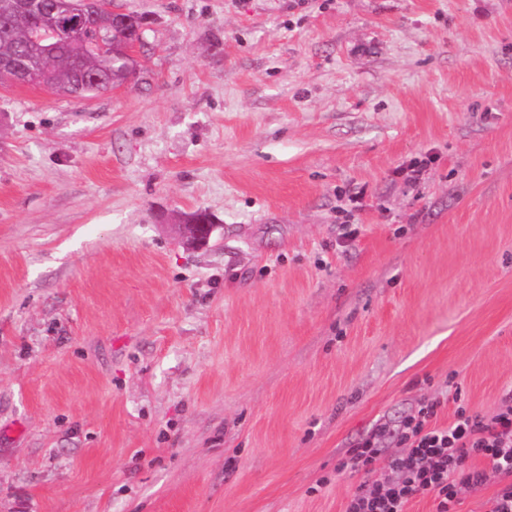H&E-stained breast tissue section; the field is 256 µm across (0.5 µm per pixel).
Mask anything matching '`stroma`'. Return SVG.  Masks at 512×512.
Returning a JSON list of instances; mask_svg holds the SVG:
<instances>
[{"label":"stroma","mask_w":512,"mask_h":512,"mask_svg":"<svg viewBox=\"0 0 512 512\" xmlns=\"http://www.w3.org/2000/svg\"><path fill=\"white\" fill-rule=\"evenodd\" d=\"M115 4L124 87L0 84V512H344L378 421L496 412L512 0ZM183 236L187 244L195 247L208 245L213 233L217 230L218 224H203L196 214L191 215L186 224H181Z\"/></svg>","instance_id":"stroma-1"}]
</instances>
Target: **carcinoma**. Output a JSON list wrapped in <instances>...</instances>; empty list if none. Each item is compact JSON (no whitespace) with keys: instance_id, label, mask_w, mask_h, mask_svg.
Returning a JSON list of instances; mask_svg holds the SVG:
<instances>
[{"instance_id":"cac0c4a2","label":"carcinoma","mask_w":512,"mask_h":512,"mask_svg":"<svg viewBox=\"0 0 512 512\" xmlns=\"http://www.w3.org/2000/svg\"><path fill=\"white\" fill-rule=\"evenodd\" d=\"M41 25L56 33L43 42L41 48L35 46L26 33L10 34L0 26V54L27 61L33 72L46 81L45 88L52 93L64 95L71 84L80 80L86 87L85 95L93 96L102 80L111 78L122 82L133 78V73L125 70L117 55L99 46V39L109 38L116 47L133 40L141 41L143 17L127 13L119 21L102 11L87 18L83 26L69 31L61 26V18L56 15L42 19Z\"/></svg>"}]
</instances>
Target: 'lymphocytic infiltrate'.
I'll list each match as a JSON object with an SVG mask.
<instances>
[{
	"label": "lymphocytic infiltrate",
	"mask_w": 512,
	"mask_h": 512,
	"mask_svg": "<svg viewBox=\"0 0 512 512\" xmlns=\"http://www.w3.org/2000/svg\"><path fill=\"white\" fill-rule=\"evenodd\" d=\"M437 403L421 405L397 426L377 425L346 462L351 470L369 471L386 444H394L387 476L366 481L350 494L345 512H407L416 495L429 494L436 512H459L465 489L482 486L489 474L506 476L487 502V512H512V403L492 417L460 407L448 426L433 425ZM479 457L483 468H466Z\"/></svg>",
	"instance_id": "obj_1"
}]
</instances>
